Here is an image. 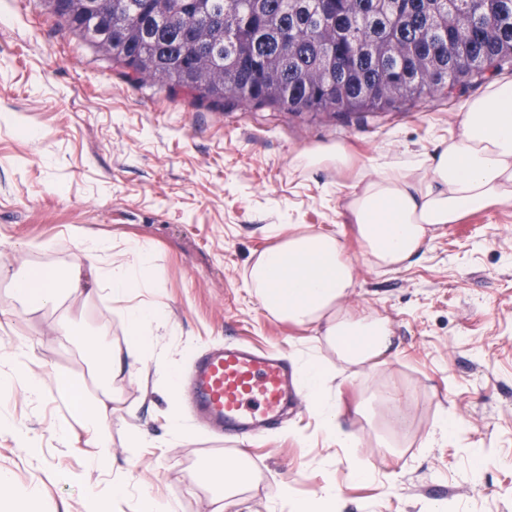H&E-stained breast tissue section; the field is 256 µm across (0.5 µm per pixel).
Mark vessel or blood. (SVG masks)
I'll list each match as a JSON object with an SVG mask.
<instances>
[{"label": "vessel or blood", "instance_id": "b4317fda", "mask_svg": "<svg viewBox=\"0 0 512 512\" xmlns=\"http://www.w3.org/2000/svg\"><path fill=\"white\" fill-rule=\"evenodd\" d=\"M191 385L198 412L240 438L272 428L300 390L286 362L235 343L199 357Z\"/></svg>", "mask_w": 512, "mask_h": 512}]
</instances>
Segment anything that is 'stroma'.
Segmentation results:
<instances>
[{"instance_id":"35a3bbf8","label":"stroma","mask_w":512,"mask_h":512,"mask_svg":"<svg viewBox=\"0 0 512 512\" xmlns=\"http://www.w3.org/2000/svg\"><path fill=\"white\" fill-rule=\"evenodd\" d=\"M485 86L478 79L462 94L365 114L226 111L131 86L46 0H0V352L24 337L44 384L35 401L0 392V416L33 437L22 445L0 433V471L42 491L10 512H135L146 488L179 512H217L221 490L209 469L225 455L248 465L239 512H289L281 486L316 512H512V207L471 214L439 230L406 267L379 269L345 216L352 173L294 164L317 144L343 143L360 168L386 147L432 149ZM270 224L340 238L354 263L345 307L390 323L393 345L378 366L326 383L356 449L329 442L302 399L245 440L194 418L187 389L168 400L158 365L182 376L225 343L335 363L315 329L271 317L245 287L274 244ZM85 234L112 254L134 242L149 250L153 285L139 300L163 304L167 316L155 362L134 376H99L79 345L97 336L104 348H123L124 305L108 290L38 309L15 291L38 268L81 263ZM60 376L88 400L111 389L107 468L91 465L93 446L57 392ZM175 411L192 436L173 448ZM449 415L461 431L432 438ZM137 434L147 443L134 442ZM358 467L373 468L374 479H354ZM111 474L123 477L126 495L95 501L92 487ZM329 482L335 502L319 501Z\"/></svg>"}]
</instances>
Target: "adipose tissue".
<instances>
[{
	"mask_svg": "<svg viewBox=\"0 0 512 512\" xmlns=\"http://www.w3.org/2000/svg\"><path fill=\"white\" fill-rule=\"evenodd\" d=\"M511 206L512 81L497 80L464 103L457 130L433 150H380L367 172L350 185L344 209L367 260L377 267L399 269L442 227L471 213ZM269 234L276 245L255 260L245 279L251 296L276 319L318 328L321 342L345 367L373 369L391 346V329L386 318L343 309L354 286V264L344 243L316 231L286 235L278 225L270 226ZM83 244V264L63 273L34 271L18 284V291L36 305L54 306L63 294L90 293L103 281L118 301L146 286L148 254L142 245H130L125 258L113 261L104 275L99 268L104 243L88 236ZM164 317L158 306L128 307L125 351L113 359V367L132 376L152 361L154 331ZM29 359L24 347L0 353V386L38 399L42 381L29 369ZM296 365L308 405L325 436L338 447H356L355 436L339 425L335 400L323 391L321 363L300 358ZM57 389L72 400L75 420L93 439L95 461L106 462L111 455V392L93 402L78 400L73 383L63 378Z\"/></svg>",
	"mask_w": 512,
	"mask_h": 512,
	"instance_id": "1",
	"label": "adipose tissue"
}]
</instances>
